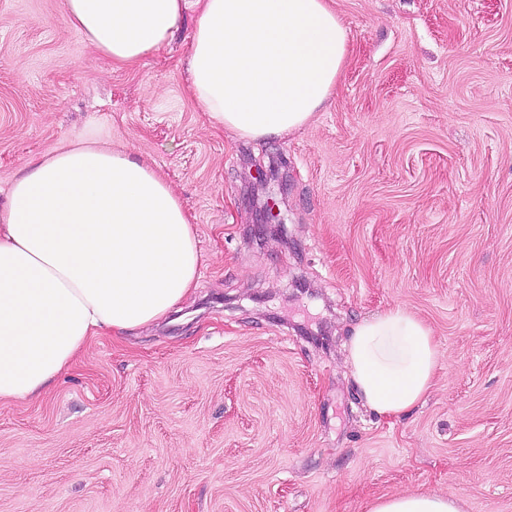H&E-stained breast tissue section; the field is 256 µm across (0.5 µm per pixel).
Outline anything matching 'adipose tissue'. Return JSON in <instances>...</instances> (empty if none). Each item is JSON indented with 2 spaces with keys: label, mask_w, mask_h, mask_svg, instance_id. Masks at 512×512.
<instances>
[{
  "label": "adipose tissue",
  "mask_w": 512,
  "mask_h": 512,
  "mask_svg": "<svg viewBox=\"0 0 512 512\" xmlns=\"http://www.w3.org/2000/svg\"><path fill=\"white\" fill-rule=\"evenodd\" d=\"M73 27L134 67L174 36L192 0H65ZM189 89L211 122L265 140L300 130L334 92L347 32L329 0H203ZM191 216L123 151L78 142L42 156L0 204V401L45 395L88 341L163 321L196 286ZM345 363L364 405L396 416L424 400L439 365L431 329L396 308L353 327ZM366 512H461L408 492Z\"/></svg>",
  "instance_id": "obj_1"
}]
</instances>
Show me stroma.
<instances>
[{"label": "stroma", "mask_w": 512, "mask_h": 512, "mask_svg": "<svg viewBox=\"0 0 512 512\" xmlns=\"http://www.w3.org/2000/svg\"><path fill=\"white\" fill-rule=\"evenodd\" d=\"M333 7L349 53L325 109L253 141L189 92L197 9L127 68L65 0H0V202L36 158L95 140L167 182L201 252L167 322L0 402V512H365L414 491L512 512V0ZM270 199L287 242L250 231ZM394 308L440 361L390 418L344 345Z\"/></svg>", "instance_id": "1"}]
</instances>
